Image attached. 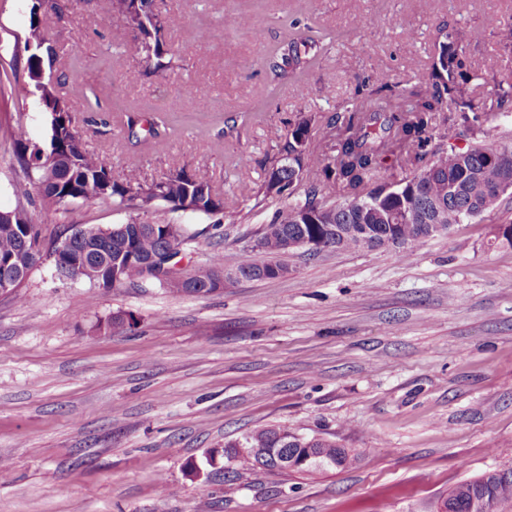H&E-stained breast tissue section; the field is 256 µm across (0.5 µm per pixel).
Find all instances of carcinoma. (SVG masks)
Segmentation results:
<instances>
[{
    "label": "carcinoma",
    "mask_w": 512,
    "mask_h": 512,
    "mask_svg": "<svg viewBox=\"0 0 512 512\" xmlns=\"http://www.w3.org/2000/svg\"><path fill=\"white\" fill-rule=\"evenodd\" d=\"M110 12L120 16L133 30L120 52L121 57L136 60L152 76L162 79L182 66L181 49L175 47L168 34L185 26L182 18L157 8L154 0H107ZM70 0H33L32 19L24 37L26 57L15 60L0 77L10 94L20 98L38 96L44 111L50 114V134L45 143L25 138L11 121L0 119V138L15 146L13 170L15 190L26 204L36 192L44 210H64L76 201H98L136 212L131 222L111 227L87 226L63 239L46 240L40 225L33 220L25 204L9 211L10 218L0 222V286L10 283L8 294H17L29 272L44 258L59 267L63 249L82 257L88 271L82 276L104 288L113 286L112 279L102 273L120 257L134 256L125 266L123 283L135 284L148 277H159L150 260L157 258L177 273V257L181 254L179 237H166L150 216L161 206L196 215H212L224 211V197L217 194L208 175L200 169L184 168L167 177L142 183L137 172L138 154L128 156L127 173L116 178L103 155L88 148L78 130L79 118L70 98L59 86L67 75H55L44 65L53 61L56 33L42 25V19L61 20ZM468 35L445 34L432 60L417 81L400 92L379 75L358 90L361 104L335 112L320 121L312 114H300L279 153L288 157L299 149L298 134L310 137L312 127L320 134V165L313 170L309 194L322 200L307 199L289 203L276 224L263 228L256 246L272 260V266L283 268L280 240L301 242L306 238L324 240L338 250L393 246L397 256L419 245L431 236L429 225L448 231L490 209L501 194L498 185L512 178V146L492 140L476 143L460 152L451 140L464 129L481 127L470 86L475 77L461 56L458 43ZM320 46L311 39L290 38L277 48L271 73L286 80L306 73L315 63ZM496 87V109L512 113V75L491 76ZM76 95L89 111L99 106L94 88L85 87L73 75ZM141 113L133 108L124 113V136L134 147L153 149L174 133L168 118L151 117L142 126ZM305 164L280 166L268 171L258 187L241 184L240 195L260 205L270 198L293 197L303 180ZM400 170L402 186L380 200L378 189L387 183L383 172ZM235 271L242 279H273L269 265L257 254L245 250ZM224 272L220 255L212 256L203 269L179 274L181 287L170 292L177 295L203 297L209 295L207 281ZM265 448L267 455L249 460L269 470L276 462L292 459L296 472H309L324 467H344L349 454L336 443L322 438H308L288 431L286 427L255 430L240 440L224 445L210 455L222 456L226 462L240 458L239 448ZM487 496L494 505L512 503V468L487 473L458 483L441 500L450 512H471L473 497Z\"/></svg>",
    "instance_id": "cac0c4a2"
}]
</instances>
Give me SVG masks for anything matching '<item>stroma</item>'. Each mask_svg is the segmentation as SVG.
I'll return each instance as SVG.
<instances>
[{"label":"stroma","mask_w":512,"mask_h":512,"mask_svg":"<svg viewBox=\"0 0 512 512\" xmlns=\"http://www.w3.org/2000/svg\"><path fill=\"white\" fill-rule=\"evenodd\" d=\"M157 2L204 32L163 79L118 58L129 32L105 0H73L48 25L62 32L55 70L78 69L99 93L79 125L114 176L128 157L120 117L139 106L181 128L140 153L142 178L203 167L223 192L221 213L153 216L195 231L188 269L215 253L233 268L277 219L282 201L253 206L236 185L263 182L298 113L325 119L380 73L410 86L439 33L456 29L479 34L464 51L482 111L495 98L485 75L512 74V48L490 24L512 20V0ZM31 7L0 0V70L23 52ZM288 34L323 40L303 85L268 68ZM7 113L26 138L47 140L38 98L0 100ZM131 217L80 201L39 220L56 235ZM508 224L512 193L405 260L391 247L300 248L284 257L287 277L201 298L155 280L102 288L43 260L19 296L0 295V512H435L459 482L512 468V246L494 236ZM279 425L336 442L351 463L241 466L225 493L210 451Z\"/></svg>","instance_id":"obj_1"}]
</instances>
